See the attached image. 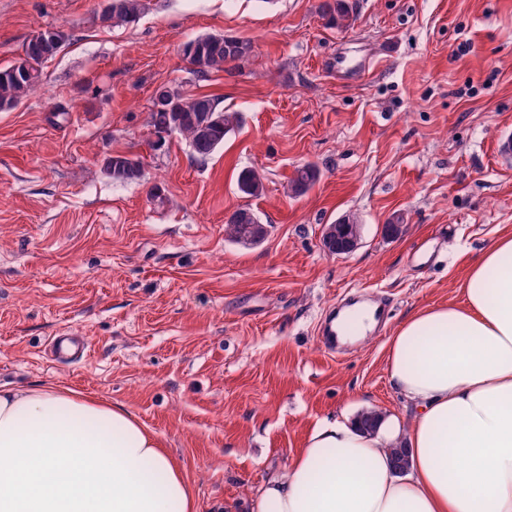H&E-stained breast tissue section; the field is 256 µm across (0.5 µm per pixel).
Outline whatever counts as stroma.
<instances>
[{
	"instance_id": "obj_1",
	"label": "stroma",
	"mask_w": 512,
	"mask_h": 512,
	"mask_svg": "<svg viewBox=\"0 0 512 512\" xmlns=\"http://www.w3.org/2000/svg\"><path fill=\"white\" fill-rule=\"evenodd\" d=\"M351 2L340 30L320 0H145L117 27L103 0H0V67L41 29L69 35L42 91L0 108V385L124 406L197 512H252L325 417L404 412L389 337L459 301L470 264L512 233V0ZM203 35L255 52L200 78L180 47ZM163 84L220 98L240 127L204 160L175 136L153 149ZM127 151L145 176L112 183L104 159ZM307 163L320 179L290 197ZM244 169L263 174L262 195L239 191ZM240 207L269 224L262 244L225 237ZM349 212L360 248L324 254V225ZM398 215L402 234L385 237ZM352 294L388 296L383 331L328 353L319 324ZM62 329L84 336L86 358L48 357Z\"/></svg>"
}]
</instances>
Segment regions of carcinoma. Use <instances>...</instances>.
<instances>
[{"label":"carcinoma","mask_w":512,"mask_h":512,"mask_svg":"<svg viewBox=\"0 0 512 512\" xmlns=\"http://www.w3.org/2000/svg\"><path fill=\"white\" fill-rule=\"evenodd\" d=\"M145 8L144 0H112V9L101 14V21L124 25L138 19ZM322 18L340 29L354 25L356 15L349 0H322L319 5ZM67 41V34L57 28L44 41H29L24 48L25 59L0 67V107L21 101L41 83L44 62L54 57ZM254 52L252 41L226 36L207 35L182 44V53L194 65L193 72L203 78L214 71L233 69L249 60ZM180 119L175 134L189 144L193 157L204 160L224 146L226 138L240 125V116L220 107L211 95H185L174 88L161 85L156 88L150 108V125L161 135L171 129L174 119ZM103 169L116 183L136 182L143 177L144 163L137 155L114 153L105 158ZM320 171L307 163L295 170L288 181V192L293 197L306 194L319 180ZM238 189L247 196L257 197L264 191L262 175L253 169H244L237 180ZM260 217L248 207H240L224 221L227 238L243 245H257L255 225Z\"/></svg>","instance_id":"obj_1"}]
</instances>
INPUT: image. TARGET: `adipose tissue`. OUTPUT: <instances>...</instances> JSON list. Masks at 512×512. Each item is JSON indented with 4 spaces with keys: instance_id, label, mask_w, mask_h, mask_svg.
Returning a JSON list of instances; mask_svg holds the SVG:
<instances>
[{
    "instance_id": "adipose-tissue-1",
    "label": "adipose tissue",
    "mask_w": 512,
    "mask_h": 512,
    "mask_svg": "<svg viewBox=\"0 0 512 512\" xmlns=\"http://www.w3.org/2000/svg\"><path fill=\"white\" fill-rule=\"evenodd\" d=\"M461 304L409 315L386 370L412 417L320 421L254 512H512V233L471 265ZM406 451L395 469L394 449ZM0 512H196L125 407L73 389H0Z\"/></svg>"
}]
</instances>
